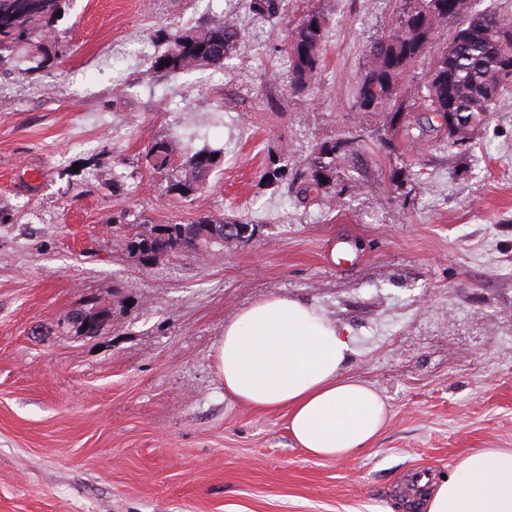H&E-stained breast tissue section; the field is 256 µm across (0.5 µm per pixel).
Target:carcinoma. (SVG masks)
Segmentation results:
<instances>
[{
  "label": "carcinoma",
  "instance_id": "cac0c4a2",
  "mask_svg": "<svg viewBox=\"0 0 512 512\" xmlns=\"http://www.w3.org/2000/svg\"><path fill=\"white\" fill-rule=\"evenodd\" d=\"M63 0H0V66L15 62L27 51L23 73L39 76L54 64L46 44L62 13ZM248 9L262 17L293 22L281 52L288 61V89L295 95L315 90L329 38L325 18L310 9L296 18L290 0H248ZM453 29L443 46H434L438 28ZM245 33L236 17L203 15L193 25L162 27L154 42L162 51L152 57L149 70L171 78L194 68L224 70L225 61L240 48ZM364 73L356 88L357 112H384L386 124L369 139L347 130L332 140L315 143L294 167H275L264 173L268 183H281L301 197L315 191L334 199L345 191L339 165L374 145L387 147L398 133L417 130V140L443 142L448 148L463 145L482 130L499 99L512 91V14L482 0H394L389 30L365 50ZM430 57L427 82L418 89L419 105L410 108L405 78L422 56ZM152 167L168 169L166 194L191 202L224 165V148L208 144L183 153L173 140L154 142L146 152ZM112 223L136 229L124 239L128 254L143 266L169 255L196 254L216 238L224 237V217L203 214L189 224L149 225L124 211Z\"/></svg>",
  "mask_w": 512,
  "mask_h": 512
}]
</instances>
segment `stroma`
<instances>
[{
    "label": "stroma",
    "instance_id": "obj_1",
    "mask_svg": "<svg viewBox=\"0 0 512 512\" xmlns=\"http://www.w3.org/2000/svg\"><path fill=\"white\" fill-rule=\"evenodd\" d=\"M307 2L331 34L310 95L288 92L285 24L245 0H66L55 44L67 57L35 80L0 76V210L14 216L0 224V512H413L416 473L512 448V94L465 146L400 137L341 163V197L300 201L261 176L385 122L351 106L393 12L392 0ZM205 13L245 29L228 70L149 75L153 30ZM190 133L225 155L185 203L162 194L168 173L145 152ZM121 209L261 228L145 267L121 244L130 227L112 226ZM269 296L312 302L346 330L345 375L389 407L370 449L312 457L284 411L225 398L224 324ZM90 301L109 315L94 337L68 323Z\"/></svg>",
    "mask_w": 512,
    "mask_h": 512
}]
</instances>
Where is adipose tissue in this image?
Segmentation results:
<instances>
[{"instance_id":"1","label":"adipose tissue","mask_w":512,"mask_h":512,"mask_svg":"<svg viewBox=\"0 0 512 512\" xmlns=\"http://www.w3.org/2000/svg\"><path fill=\"white\" fill-rule=\"evenodd\" d=\"M353 349L317 305L270 296L225 323L215 368L232 400L282 410L309 455L340 459L366 451L386 418L382 397L345 376ZM418 512H512V448L462 457L448 477L424 488Z\"/></svg>"}]
</instances>
